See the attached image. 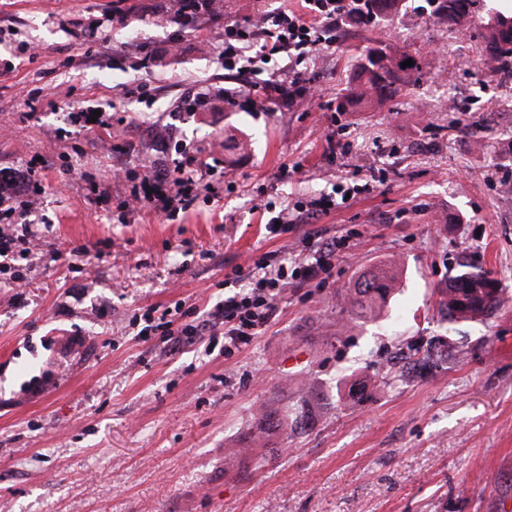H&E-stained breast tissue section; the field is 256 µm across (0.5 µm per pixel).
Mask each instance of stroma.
I'll return each instance as SVG.
<instances>
[{
  "instance_id": "stroma-1",
  "label": "stroma",
  "mask_w": 512,
  "mask_h": 512,
  "mask_svg": "<svg viewBox=\"0 0 512 512\" xmlns=\"http://www.w3.org/2000/svg\"><path fill=\"white\" fill-rule=\"evenodd\" d=\"M288 10L302 0H224L222 19L187 25L173 0H0V65L13 66L0 75V166L40 167L45 186L38 252L0 273V512H512V83L482 69L477 29L406 0L392 25L344 21L305 59L321 90L307 109L256 112L224 65V23ZM369 41L412 56L419 80L338 111ZM213 86L232 97L179 111ZM70 102L104 128L75 124ZM229 137L248 145L225 148ZM189 148L219 200L198 195L168 223L128 215L132 186ZM343 181L358 187L347 203L266 232ZM335 236L350 248L324 283L289 289L240 350L202 335L172 355L160 333L142 335L147 309L192 323L233 266L271 252L311 264ZM463 262L496 273L504 302L490 319L438 307ZM388 263V306L353 318L342 296ZM299 407L313 425L294 434ZM264 413L276 426L261 433Z\"/></svg>"
}]
</instances>
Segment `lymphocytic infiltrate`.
Segmentation results:
<instances>
[{
	"mask_svg": "<svg viewBox=\"0 0 512 512\" xmlns=\"http://www.w3.org/2000/svg\"><path fill=\"white\" fill-rule=\"evenodd\" d=\"M305 7L302 14L281 12L265 17L258 34L245 25H225V66H235L241 59L253 64L267 57L281 56L287 58L292 71L288 78H272L260 87L249 81L242 83L239 93L250 100L253 108L278 102L306 106L316 98L317 90L300 65L309 54L326 46V31L331 24L349 16L350 7L347 0H305ZM204 165L203 159L192 156L186 163L145 176L139 188L131 191L126 208L132 213L148 208L165 220H173L198 194L216 196L214 186H202L195 176L196 169ZM41 191L33 173L0 168L1 259L16 254L31 255L37 233L27 215L35 208ZM348 248L347 239L335 237L322 243L319 259L311 264L262 259L233 268L235 278H249L250 285L225 292L223 300L208 312L210 334H223L224 351L228 354L248 344L278 316L290 285L322 277L331 270L336 256Z\"/></svg>",
	"mask_w": 512,
	"mask_h": 512,
	"instance_id": "obj_1",
	"label": "lymphocytic infiltrate"
}]
</instances>
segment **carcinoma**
<instances>
[{
  "instance_id": "obj_1",
  "label": "carcinoma",
  "mask_w": 512,
  "mask_h": 512,
  "mask_svg": "<svg viewBox=\"0 0 512 512\" xmlns=\"http://www.w3.org/2000/svg\"><path fill=\"white\" fill-rule=\"evenodd\" d=\"M435 17L450 25H460L479 14L480 0H429ZM403 0H358L352 4L368 26L394 17ZM480 36L484 44L483 59L492 68L512 72V15L493 14L481 21ZM408 55L395 56L384 47H367L360 55L358 78L352 81L346 100L362 102L371 98L391 99L402 86L416 81L417 65L401 66ZM448 287L440 290L439 305L452 319H485L500 302V289L493 273L470 264L460 265ZM392 269L381 268L360 279L346 297L347 306L365 318L379 315L396 288Z\"/></svg>"
}]
</instances>
